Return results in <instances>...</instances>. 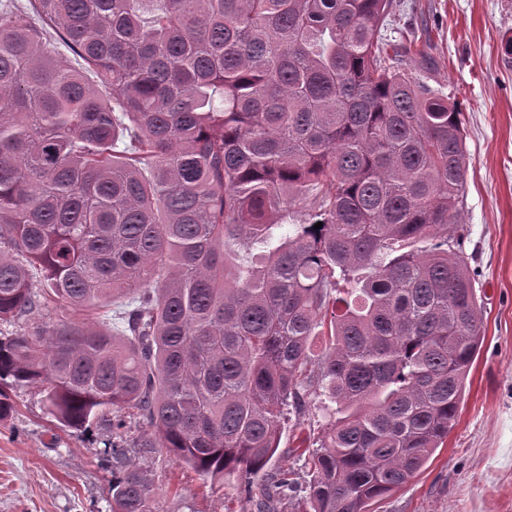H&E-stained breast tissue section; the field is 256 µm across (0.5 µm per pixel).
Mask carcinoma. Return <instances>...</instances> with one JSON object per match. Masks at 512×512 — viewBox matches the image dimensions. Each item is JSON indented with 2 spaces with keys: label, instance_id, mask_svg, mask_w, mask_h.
<instances>
[{
  "label": "carcinoma",
  "instance_id": "1",
  "mask_svg": "<svg viewBox=\"0 0 512 512\" xmlns=\"http://www.w3.org/2000/svg\"><path fill=\"white\" fill-rule=\"evenodd\" d=\"M28 2L0 0V419L40 384L62 427L127 410L140 453L257 512H370L484 340L463 112L406 67L395 0ZM315 398L330 426L270 468ZM123 456L112 512H158ZM292 422H289L284 426V430L282 433L281 443L279 452H281L280 458L276 461V464L285 467H295L301 464V461H298V453H292V448L297 446L296 441L293 438L294 434H297L299 430L293 432V428L291 427Z\"/></svg>",
  "mask_w": 512,
  "mask_h": 512
}]
</instances>
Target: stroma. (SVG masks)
Returning a JSON list of instances; mask_svg holds the SVG:
<instances>
[{
	"instance_id": "obj_1",
	"label": "stroma",
	"mask_w": 512,
	"mask_h": 512,
	"mask_svg": "<svg viewBox=\"0 0 512 512\" xmlns=\"http://www.w3.org/2000/svg\"><path fill=\"white\" fill-rule=\"evenodd\" d=\"M394 30L427 27L429 84L463 112L467 175L462 251L483 304L484 342L464 403L422 472L376 502L374 512H512V0H403ZM0 420V512H111L112 431L101 421L65 429L36 387L18 390ZM128 460L159 489V512H254L251 502L207 483L175 456L141 455L144 431L126 419Z\"/></svg>"
}]
</instances>
